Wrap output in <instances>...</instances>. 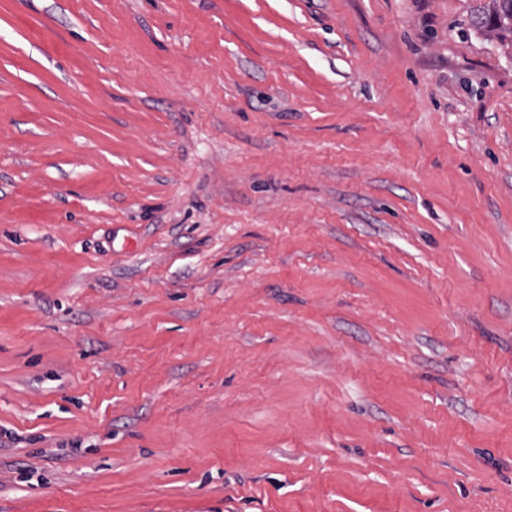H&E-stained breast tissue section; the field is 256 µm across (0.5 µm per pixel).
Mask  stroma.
<instances>
[{"label": "stroma", "instance_id": "obj_1", "mask_svg": "<svg viewBox=\"0 0 512 512\" xmlns=\"http://www.w3.org/2000/svg\"><path fill=\"white\" fill-rule=\"evenodd\" d=\"M485 2L0 0V512H512Z\"/></svg>", "mask_w": 512, "mask_h": 512}]
</instances>
